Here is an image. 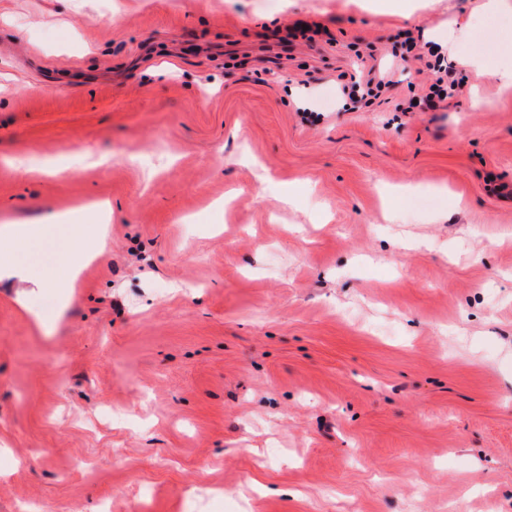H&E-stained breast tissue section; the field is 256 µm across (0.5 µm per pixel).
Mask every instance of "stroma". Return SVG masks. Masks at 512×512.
<instances>
[{
    "label": "stroma",
    "mask_w": 512,
    "mask_h": 512,
    "mask_svg": "<svg viewBox=\"0 0 512 512\" xmlns=\"http://www.w3.org/2000/svg\"><path fill=\"white\" fill-rule=\"evenodd\" d=\"M414 2L0 0V223L112 202L0 281V512H512V0ZM434 72L435 78L433 79V82L428 87V92L424 95L420 96L417 100V104H413V100L410 102V108H419L422 111L425 110H433L437 107V101H442L445 98L452 97L455 92L457 91V88L459 84L455 79H450L448 76L453 70L452 66H445L442 68L440 66L439 68L432 69ZM446 82V87H444V84ZM386 76L380 75L376 80V76L368 78L367 80H355L350 86H343L341 93L346 102L343 103V108H347L349 104H355L368 100V98H378L385 88L393 85L395 81L389 79L385 81ZM349 101V103L347 102ZM109 199L100 198L67 212V222L0 225V280L31 282L37 288H74L83 268L92 262L106 245L107 225L95 223L110 217ZM92 222L94 224H85ZM1 238L9 246L1 247ZM47 239L59 242V258L52 271L33 277L21 264L17 254L34 250Z\"/></svg>",
    "instance_id": "35a3bbf8"
}]
</instances>
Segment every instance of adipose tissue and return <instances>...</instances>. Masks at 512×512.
<instances>
[{
    "label": "adipose tissue",
    "mask_w": 512,
    "mask_h": 512,
    "mask_svg": "<svg viewBox=\"0 0 512 512\" xmlns=\"http://www.w3.org/2000/svg\"><path fill=\"white\" fill-rule=\"evenodd\" d=\"M112 212L109 199L100 198L68 211L65 222L0 225V280L33 282L38 288L73 287L83 268L106 245V220ZM48 239L59 242L55 269L32 277L18 260L22 251L33 250Z\"/></svg>",
    "instance_id": "obj_1"
}]
</instances>
